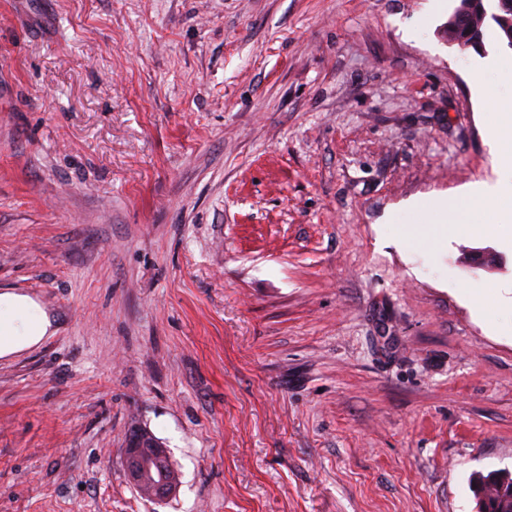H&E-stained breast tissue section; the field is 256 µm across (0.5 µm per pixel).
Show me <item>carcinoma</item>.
Listing matches in <instances>:
<instances>
[{"mask_svg":"<svg viewBox=\"0 0 512 512\" xmlns=\"http://www.w3.org/2000/svg\"><path fill=\"white\" fill-rule=\"evenodd\" d=\"M465 15L470 22L445 23L442 36L459 48L485 50L484 34L493 25L501 45L512 50V0H459L451 16ZM478 512H512V473L477 475L473 478Z\"/></svg>","mask_w":512,"mask_h":512,"instance_id":"carcinoma-1","label":"carcinoma"}]
</instances>
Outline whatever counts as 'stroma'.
Masks as SVG:
<instances>
[{"instance_id":"35a3bbf8","label":"stroma","mask_w":512,"mask_h":512,"mask_svg":"<svg viewBox=\"0 0 512 512\" xmlns=\"http://www.w3.org/2000/svg\"><path fill=\"white\" fill-rule=\"evenodd\" d=\"M455 5L0 0V291L56 322L0 359V512H476L512 473V249L413 207L500 172L512 52ZM497 87H507L501 92L495 87H487L488 109L494 119L488 126V143L495 158L512 168V65L501 66L493 78ZM149 436L150 435L147 433H138L137 436L129 439L124 452V465L128 480L139 495L151 502L162 503L168 500L176 492V488L171 484L161 482L157 484L154 490L149 494H144L139 486L140 475L144 467H146L151 461H155L160 465V460H164L162 465H166V467L169 468H173L175 466L170 459L167 450L156 440L151 442L153 446L152 448L145 447L144 441ZM478 512H512V473L473 478Z\"/></svg>"}]
</instances>
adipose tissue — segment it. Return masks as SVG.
I'll list each match as a JSON object with an SVG mask.
<instances>
[{"mask_svg":"<svg viewBox=\"0 0 512 512\" xmlns=\"http://www.w3.org/2000/svg\"><path fill=\"white\" fill-rule=\"evenodd\" d=\"M495 85L487 92L488 109L494 119L488 126V143L495 158L512 168V65L501 66L494 75ZM512 211V186L496 184L478 188L461 208H443L441 216L427 215L429 223L446 219L453 234L493 236L497 226L477 223L473 217L488 211ZM53 331V322L30 295L0 293V357L19 354L42 342Z\"/></svg>","mask_w":512,"mask_h":512,"instance_id":"1","label":"adipose tissue"}]
</instances>
